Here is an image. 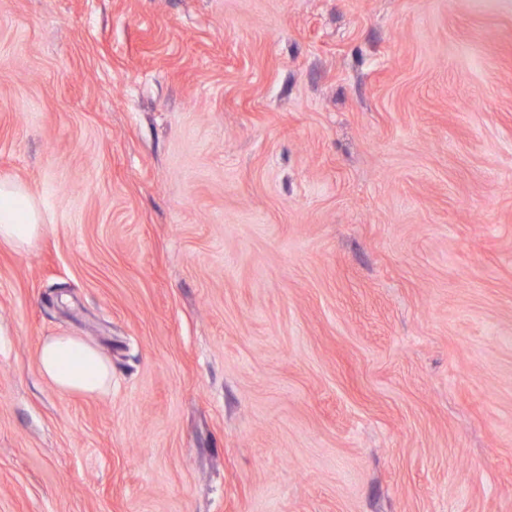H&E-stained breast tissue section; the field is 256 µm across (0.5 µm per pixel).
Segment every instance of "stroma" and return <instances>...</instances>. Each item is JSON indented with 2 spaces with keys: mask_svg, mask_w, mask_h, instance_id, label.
Here are the masks:
<instances>
[{
  "mask_svg": "<svg viewBox=\"0 0 512 512\" xmlns=\"http://www.w3.org/2000/svg\"><path fill=\"white\" fill-rule=\"evenodd\" d=\"M1 179L0 512H512V0H0ZM40 213L19 183L0 181V241L28 246L39 235ZM40 374L64 394L99 395L112 388V365L78 336L43 340L38 350Z\"/></svg>",
  "mask_w": 512,
  "mask_h": 512,
  "instance_id": "stroma-1",
  "label": "stroma"
}]
</instances>
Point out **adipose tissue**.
<instances>
[{"mask_svg":"<svg viewBox=\"0 0 512 512\" xmlns=\"http://www.w3.org/2000/svg\"><path fill=\"white\" fill-rule=\"evenodd\" d=\"M41 231L40 213L21 184L0 181V241L30 245ZM40 374L64 394L89 396L112 387V365L80 337L51 336L38 350Z\"/></svg>","mask_w":512,"mask_h":512,"instance_id":"obj_1","label":"adipose tissue"}]
</instances>
